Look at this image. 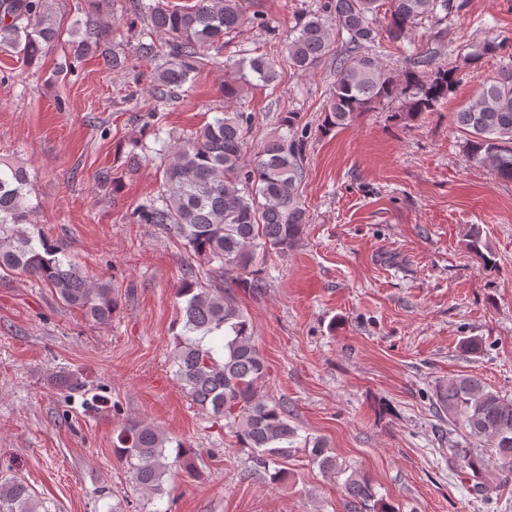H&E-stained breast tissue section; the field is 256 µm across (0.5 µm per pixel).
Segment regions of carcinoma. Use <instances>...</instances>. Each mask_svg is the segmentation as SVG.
Masks as SVG:
<instances>
[{"label":"carcinoma","instance_id":"obj_1","mask_svg":"<svg viewBox=\"0 0 512 512\" xmlns=\"http://www.w3.org/2000/svg\"><path fill=\"white\" fill-rule=\"evenodd\" d=\"M380 0H325L317 10L299 18L288 38V67L312 74L327 59L336 68V84L325 107L323 128L350 125L381 102L402 97L405 118L413 121L435 112L459 84L460 66L470 67L497 56L504 44L487 39L472 46L462 65H438L428 55H416L400 74L386 71L370 56L379 32L373 17ZM385 36L392 42L409 37L414 22L442 9L461 10V0H385ZM136 13L147 19L138 31L139 54L165 61L153 77L155 105L150 115L186 92L185 86L209 68L224 69V36L248 18L242 0H195L192 6L171 8L164 0H136ZM346 32L345 49L335 50L331 27ZM112 33L107 24L89 29L74 44L75 58L83 57ZM57 23L48 0H0V46L22 55L28 63L41 57L58 40ZM164 39V46L155 37ZM216 48V53L208 50ZM274 59L264 55L241 58L224 74V99L234 102L245 85L277 83ZM250 117L245 112H221L187 138L159 150L143 144V157H165L162 190L157 198L128 215L132 224H159L185 241V247L208 266V271L231 277L229 287L255 294L267 285L258 253H283L302 236L308 216L298 193L303 177L306 131L297 115L288 113L286 132L270 136L250 161L244 160ZM464 135L463 150L471 162L489 168L494 177L512 181V65L481 83L479 93L455 115ZM25 170L0 161V273L24 274L50 288L67 307L81 311L94 323L112 320L117 300L112 285L85 276L63 246L30 230L34 206ZM471 253L483 266H493L479 229L469 239ZM172 359L176 377L191 401L202 411L223 417L235 429L237 443L251 450L254 469L275 481L281 463L295 450L297 428L288 406L260 393L267 366L255 344L248 317L224 288L201 285L193 267L185 269L177 288ZM436 411L464 437L483 439L487 448L454 444L448 455L467 470L468 489L477 496L493 493L498 483L512 480V398L492 389L479 377L460 376L435 393ZM169 438L156 426L134 422L124 426L114 449L131 470L141 491L158 494L162 479L177 468L194 473V453L179 443L174 460L166 455ZM311 461L325 473L347 474L343 488L351 506H376L374 512H395L376 498L370 479L347 472L320 438L308 441ZM40 502L20 480L0 482V512H39Z\"/></svg>","mask_w":512,"mask_h":512}]
</instances>
